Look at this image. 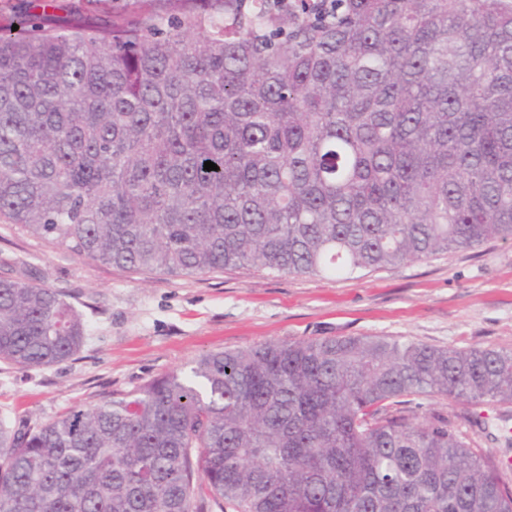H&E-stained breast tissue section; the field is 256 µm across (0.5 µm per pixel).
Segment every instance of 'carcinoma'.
<instances>
[{
	"label": "carcinoma",
	"mask_w": 512,
	"mask_h": 512,
	"mask_svg": "<svg viewBox=\"0 0 512 512\" xmlns=\"http://www.w3.org/2000/svg\"><path fill=\"white\" fill-rule=\"evenodd\" d=\"M86 2L0 12L1 224L176 277L512 241V0ZM85 336L65 295L0 275V363L52 366ZM437 398L512 447V351L209 353L24 430L0 419V512H512L503 462ZM433 407L436 411L448 417V421L456 430L470 436L478 448L484 452L495 456L500 459H511L512 462V447H505L501 441H494L488 432L496 433L494 428H489L488 432H483L478 427L471 425L466 419V413L470 410L466 404L456 402L452 399H438L435 400Z\"/></svg>",
	"instance_id": "cac0c4a2"
}]
</instances>
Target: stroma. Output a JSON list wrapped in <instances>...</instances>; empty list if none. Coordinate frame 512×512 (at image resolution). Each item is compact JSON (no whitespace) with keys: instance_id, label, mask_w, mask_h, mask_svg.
Returning <instances> with one entry per match:
<instances>
[{"instance_id":"obj_1","label":"stroma","mask_w":512,"mask_h":512,"mask_svg":"<svg viewBox=\"0 0 512 512\" xmlns=\"http://www.w3.org/2000/svg\"><path fill=\"white\" fill-rule=\"evenodd\" d=\"M0 272L67 295L87 325L71 359L30 370L0 363V416L19 426L188 372L202 355L266 341L400 336L512 350V241L346 277L249 266L172 277L80 257L0 223ZM434 408L478 448L512 460V447L467 421V405L438 399Z\"/></svg>"}]
</instances>
